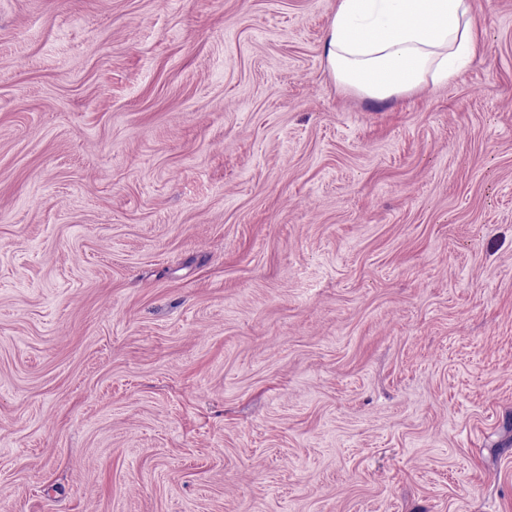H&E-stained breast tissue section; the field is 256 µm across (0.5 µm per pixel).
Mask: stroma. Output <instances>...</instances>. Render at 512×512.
I'll return each mask as SVG.
<instances>
[{
  "label": "stroma",
  "instance_id": "35a3bbf8",
  "mask_svg": "<svg viewBox=\"0 0 512 512\" xmlns=\"http://www.w3.org/2000/svg\"><path fill=\"white\" fill-rule=\"evenodd\" d=\"M338 0H0V512H512V0L379 101Z\"/></svg>",
  "mask_w": 512,
  "mask_h": 512
}]
</instances>
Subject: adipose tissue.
Wrapping results in <instances>:
<instances>
[{
  "instance_id": "ef3b65f1",
  "label": "adipose tissue",
  "mask_w": 512,
  "mask_h": 512,
  "mask_svg": "<svg viewBox=\"0 0 512 512\" xmlns=\"http://www.w3.org/2000/svg\"><path fill=\"white\" fill-rule=\"evenodd\" d=\"M324 51L337 85L375 100L452 80L478 52L474 0H338Z\"/></svg>"
}]
</instances>
